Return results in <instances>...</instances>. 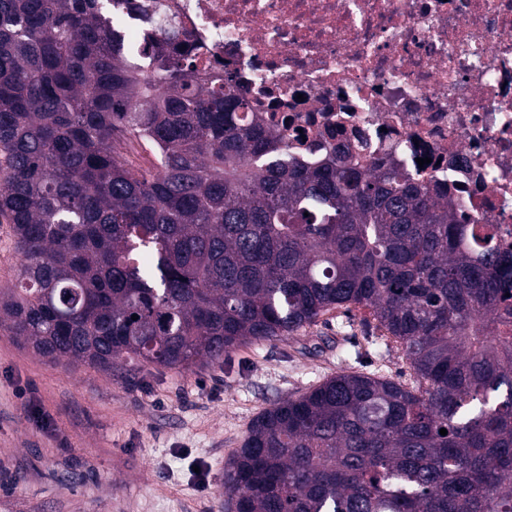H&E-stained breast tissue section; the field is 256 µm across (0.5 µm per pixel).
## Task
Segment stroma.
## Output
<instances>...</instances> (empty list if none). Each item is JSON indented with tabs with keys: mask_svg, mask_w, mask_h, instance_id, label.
I'll return each instance as SVG.
<instances>
[{
	"mask_svg": "<svg viewBox=\"0 0 512 512\" xmlns=\"http://www.w3.org/2000/svg\"><path fill=\"white\" fill-rule=\"evenodd\" d=\"M365 316L188 370L51 362L0 330V512H224V463L264 409L341 368L408 379Z\"/></svg>",
	"mask_w": 512,
	"mask_h": 512,
	"instance_id": "stroma-1",
	"label": "stroma"
}]
</instances>
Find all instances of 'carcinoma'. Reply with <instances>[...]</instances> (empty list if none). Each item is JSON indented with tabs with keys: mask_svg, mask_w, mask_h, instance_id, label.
I'll return each instance as SVG.
<instances>
[{
	"mask_svg": "<svg viewBox=\"0 0 512 512\" xmlns=\"http://www.w3.org/2000/svg\"><path fill=\"white\" fill-rule=\"evenodd\" d=\"M105 8L0 0V216L20 255L0 327L50 361L188 369L364 309L412 381L339 370L262 411L224 512H512L497 227L393 169L281 165L230 85L199 89L168 32L129 52Z\"/></svg>",
	"mask_w": 512,
	"mask_h": 512,
	"instance_id": "carcinoma-1",
	"label": "carcinoma"
}]
</instances>
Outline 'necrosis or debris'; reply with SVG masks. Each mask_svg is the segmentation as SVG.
<instances>
[{
    "instance_id": "obj_1",
    "label": "necrosis or debris",
    "mask_w": 512,
    "mask_h": 512,
    "mask_svg": "<svg viewBox=\"0 0 512 512\" xmlns=\"http://www.w3.org/2000/svg\"><path fill=\"white\" fill-rule=\"evenodd\" d=\"M119 40L160 31L201 87L232 82L284 162L345 149L447 192L512 246V0H112Z\"/></svg>"
}]
</instances>
